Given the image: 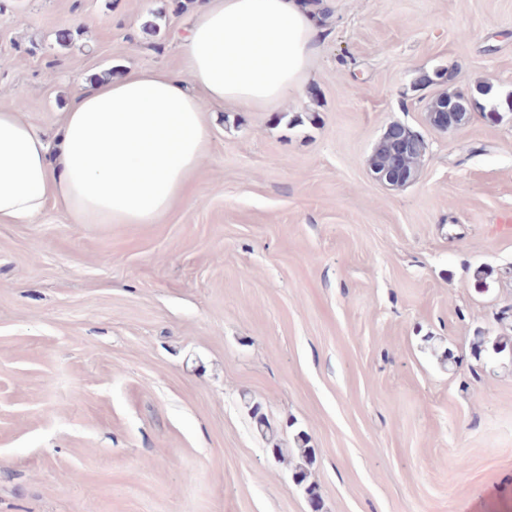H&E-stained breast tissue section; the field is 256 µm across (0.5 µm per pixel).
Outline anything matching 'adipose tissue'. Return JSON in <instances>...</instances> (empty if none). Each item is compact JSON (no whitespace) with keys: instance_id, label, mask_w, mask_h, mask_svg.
I'll list each match as a JSON object with an SVG mask.
<instances>
[{"instance_id":"obj_1","label":"adipose tissue","mask_w":512,"mask_h":512,"mask_svg":"<svg viewBox=\"0 0 512 512\" xmlns=\"http://www.w3.org/2000/svg\"><path fill=\"white\" fill-rule=\"evenodd\" d=\"M322 0H204L181 70L132 68L76 89L54 137L0 108V224L48 204L76 224H153L190 199L210 153L206 104L267 112L303 95Z\"/></svg>"}]
</instances>
